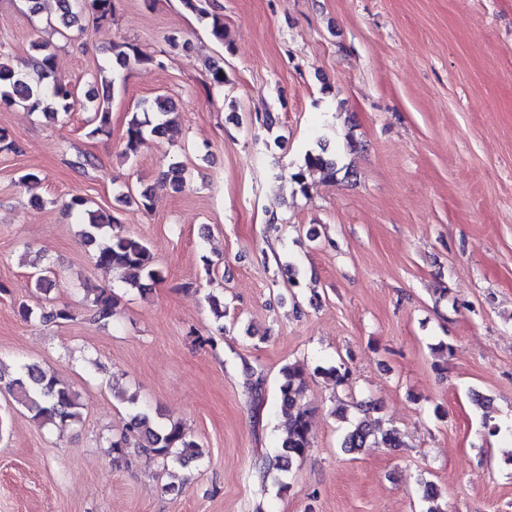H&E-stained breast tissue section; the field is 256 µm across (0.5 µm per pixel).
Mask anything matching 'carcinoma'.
<instances>
[{
    "label": "carcinoma",
    "instance_id": "1",
    "mask_svg": "<svg viewBox=\"0 0 512 512\" xmlns=\"http://www.w3.org/2000/svg\"><path fill=\"white\" fill-rule=\"evenodd\" d=\"M59 18L65 28H70L90 14L98 21L112 16L113 0H57ZM183 6L207 22L210 34L218 42L224 41L223 18L203 6V0H181ZM38 56L32 59L35 74L21 70L9 61V54L0 49V107L22 105L30 112H40L53 117L58 112L67 113L81 106L91 113L87 120L93 137L110 122L109 103L111 86L104 84L101 90L94 91L88 103L81 104L77 98L75 86L54 76V53L48 45L36 43ZM115 63L126 66L130 61L140 64L153 63V57L144 54L139 48L128 42H115L111 48ZM154 113L156 123L148 126L149 120L140 114ZM142 113H133L126 129L124 147L125 157L131 159L137 155L145 133L164 135L177 130L174 107L165 99L157 98L151 103H143ZM305 167L316 169L325 178L336 182L340 168L336 160L322 153H308ZM66 209L86 221L84 237L88 244H98L94 254L95 265L107 271L117 272L123 282L131 288H143V280L152 282L162 280L161 270L155 263L148 244L141 238L124 234L117 230V221L109 212L89 209L87 198L74 195L66 203ZM117 303L116 297L105 290L97 291L91 300L92 323H107L112 319ZM249 380L252 403L261 406L264 403L261 371L254 367L245 368ZM279 401L288 413V437L282 443L281 450L264 463L266 471L288 472L309 450L313 439V421L310 412L302 402L307 388V373L298 364H288L281 368ZM0 393L15 397L32 417L43 427L64 431L80 421L82 403L79 396L54 374L34 362H23L18 370L5 376L0 373ZM361 417L353 423L344 436L342 447L355 451L360 448H386L400 446L399 433L394 428L383 429L374 413L378 408L371 404L359 408ZM109 452L117 457L126 458L128 463L140 459H162L183 463L186 459L202 456V449L189 439L178 422L165 426L155 425L145 412L135 413L122 432L108 440ZM421 499L427 505L426 512H443L438 504L439 491L430 481L420 483Z\"/></svg>",
    "mask_w": 512,
    "mask_h": 512
}]
</instances>
